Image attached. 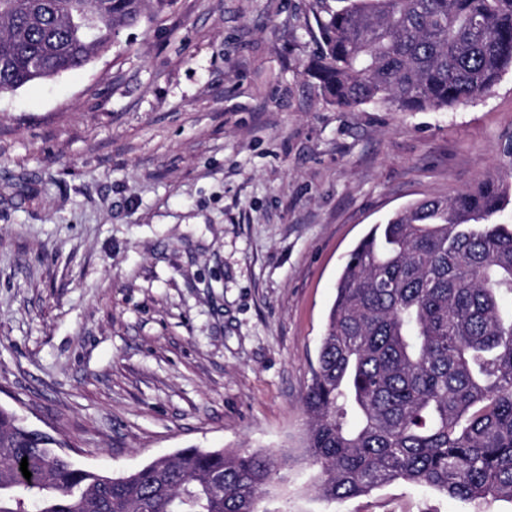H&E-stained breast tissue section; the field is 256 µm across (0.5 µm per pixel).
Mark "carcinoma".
<instances>
[{
  "label": "carcinoma",
  "mask_w": 512,
  "mask_h": 512,
  "mask_svg": "<svg viewBox=\"0 0 512 512\" xmlns=\"http://www.w3.org/2000/svg\"><path fill=\"white\" fill-rule=\"evenodd\" d=\"M143 0H0V94L84 68ZM316 16L310 73L346 111H439L512 68V0H345ZM505 179L426 198L349 253L303 402L315 490L334 502L395 481L512 500V224ZM28 460L31 478L20 470ZM271 452L184 448L121 476L77 467L0 407V512H262Z\"/></svg>",
  "instance_id": "cac0c4a2"
}]
</instances>
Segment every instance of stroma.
Masks as SVG:
<instances>
[{
  "label": "stroma",
  "mask_w": 512,
  "mask_h": 512,
  "mask_svg": "<svg viewBox=\"0 0 512 512\" xmlns=\"http://www.w3.org/2000/svg\"><path fill=\"white\" fill-rule=\"evenodd\" d=\"M317 0H148L86 67L0 95V406L120 475L274 448L265 512H512L401 481L328 503L302 396L346 255L512 170V70L448 112H346Z\"/></svg>",
  "instance_id": "stroma-1"
}]
</instances>
